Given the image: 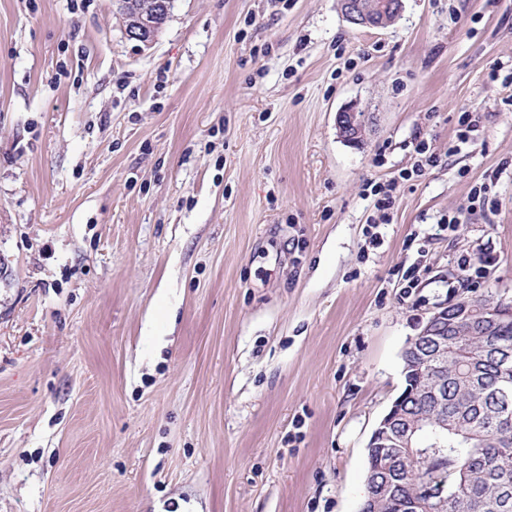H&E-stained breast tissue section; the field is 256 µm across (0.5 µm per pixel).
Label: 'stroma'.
Here are the masks:
<instances>
[{
    "instance_id": "obj_1",
    "label": "stroma",
    "mask_w": 512,
    "mask_h": 512,
    "mask_svg": "<svg viewBox=\"0 0 512 512\" xmlns=\"http://www.w3.org/2000/svg\"><path fill=\"white\" fill-rule=\"evenodd\" d=\"M510 75L512 0H174L147 49L0 0V512H358L407 339L512 300ZM403 0H340L344 18L351 24L383 28L400 15ZM336 127L339 136L348 143H359L362 139L365 121L364 112L347 107L336 115Z\"/></svg>"
}]
</instances>
